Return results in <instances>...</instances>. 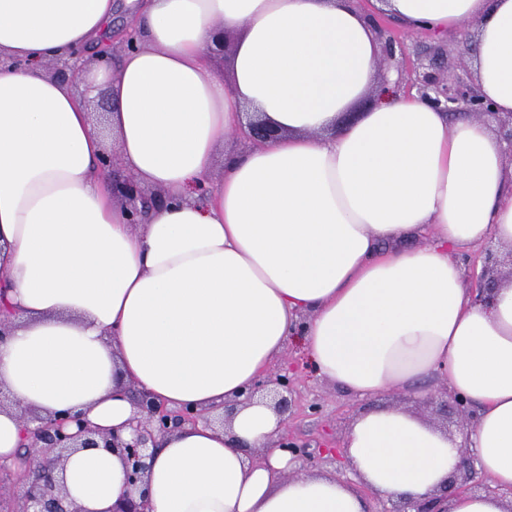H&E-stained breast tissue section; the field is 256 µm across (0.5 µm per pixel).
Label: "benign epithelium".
I'll return each mask as SVG.
<instances>
[{
	"label": "benign epithelium",
	"instance_id": "1",
	"mask_svg": "<svg viewBox=\"0 0 512 512\" xmlns=\"http://www.w3.org/2000/svg\"><path fill=\"white\" fill-rule=\"evenodd\" d=\"M369 21L382 42L383 54L379 60L381 70H395L399 75V85L409 91L416 90L422 99L444 112L465 111L476 117L495 118L498 121L499 136L506 142L509 155L512 156L511 112L495 111L472 82L448 68L438 50L412 53L397 30L386 23L384 18L371 16ZM80 71L77 53L66 60L56 61L57 77L63 81L76 80ZM236 136L259 145L277 139L279 130L250 116L246 126L236 131ZM112 196L124 201L134 218L150 206L164 202V198L140 189L132 177L120 182L112 181ZM480 258L483 270L477 290L484 296L496 288L498 279L490 275V272L497 267L499 260L490 249L480 253ZM276 385L281 390L276 393L273 408L284 425L288 422L292 408L291 399L284 394L288 390V379H278ZM137 405L138 413L129 422L130 432L126 436L116 430L105 432L91 425L80 413L67 412L46 421L37 415L20 411L27 444L23 466L17 470L22 498L19 512H82L68 499L52 474L64 459L79 449L106 448L117 454L123 461L128 482L135 484L143 481L147 459L151 457L148 450L158 447L159 438L182 424H194L200 420L209 419L222 426L235 410L233 405L226 404L224 413L212 418L189 408L174 413L144 393L139 395ZM477 475L471 457L461 454L460 463L448 475L443 496H448L452 490L491 492L488 486L476 481ZM436 503L435 497L421 501L398 498L392 501L389 512H440ZM109 512H148V503L144 496L138 500L124 496L112 505Z\"/></svg>",
	"mask_w": 512,
	"mask_h": 512
}]
</instances>
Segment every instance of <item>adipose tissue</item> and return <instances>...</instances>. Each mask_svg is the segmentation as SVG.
Here are the masks:
<instances>
[{
  "label": "adipose tissue",
  "mask_w": 512,
  "mask_h": 512,
  "mask_svg": "<svg viewBox=\"0 0 512 512\" xmlns=\"http://www.w3.org/2000/svg\"><path fill=\"white\" fill-rule=\"evenodd\" d=\"M142 46L82 75L106 86L120 162L169 195L145 223L114 203L104 141L85 98L41 64L106 49L114 0H0V302L19 312L0 341V462L22 444L18 409L69 410L124 426L135 384L171 407L233 402L159 440L144 486L119 456L84 448L56 476L82 512L146 497L149 512H369L332 474L289 477L279 415L244 393L299 337L315 374L360 397H423L443 380L478 409L470 435L497 491L448 512H512V280L488 300L463 253L512 246V165L498 138L382 85L380 43L350 0H128ZM409 31L454 35L496 111L512 113V0H372ZM236 38L226 77L205 54ZM354 122L336 118L366 93ZM278 139L227 151L245 108ZM379 497L440 493L459 441L397 406L360 412L342 443Z\"/></svg>",
  "instance_id": "1"
}]
</instances>
